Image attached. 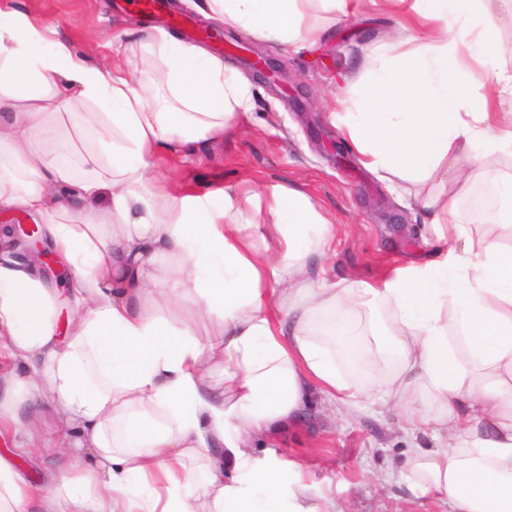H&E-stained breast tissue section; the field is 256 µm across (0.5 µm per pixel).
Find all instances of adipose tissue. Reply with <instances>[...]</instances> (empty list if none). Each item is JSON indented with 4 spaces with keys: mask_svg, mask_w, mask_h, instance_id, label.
Masks as SVG:
<instances>
[{
    "mask_svg": "<svg viewBox=\"0 0 512 512\" xmlns=\"http://www.w3.org/2000/svg\"><path fill=\"white\" fill-rule=\"evenodd\" d=\"M404 15L371 45L357 109L338 115L362 164L392 186L483 180L498 187L479 237L455 202L417 196L434 235L430 259L368 282L313 278L334 238L304 194L274 185L158 193V151L193 150L232 131L250 86L222 59L154 27L145 46L167 66V97L147 103L134 72L75 55L24 13L0 7V209L37 215L78 271L71 339L59 344L53 291L37 271L0 263V336L24 371L0 389V429L19 405L55 397L80 435L60 469L32 481L24 447L0 450V512H282L290 461L255 463L253 442L297 426L313 396L392 404L410 436L429 435L401 472L414 495L448 512H512V113L476 97L464 74L511 52L507 17L487 0H385ZM209 17L282 45L318 44L303 0H206ZM98 102L85 130L111 154L90 179L68 144L40 125L41 104ZM107 195L112 233L64 223L74 199ZM214 328L200 335L207 319ZM377 354L374 387L345 370L358 337ZM224 362V387L207 364ZM248 483L252 496H243Z\"/></svg>",
    "mask_w": 512,
    "mask_h": 512,
    "instance_id": "1",
    "label": "adipose tissue"
}]
</instances>
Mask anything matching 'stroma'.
<instances>
[{"mask_svg": "<svg viewBox=\"0 0 512 512\" xmlns=\"http://www.w3.org/2000/svg\"><path fill=\"white\" fill-rule=\"evenodd\" d=\"M188 14L187 25L177 35L216 50L230 37L253 42L239 26L206 20L198 6L202 0H173ZM46 32L68 42L72 50L93 65L120 57L145 65L143 93L154 99L166 91L157 75L164 64L157 52L143 48L139 32L149 25L137 16L128 0H10ZM307 21L328 28V37L302 50L265 43L268 57L284 63L308 96L318 123L306 125L277 87L265 84L249 67L245 55L224 53L225 63L252 85L253 108L239 117L233 135L217 142H200L189 155L153 154L152 167L170 171L166 189L216 191L227 185L242 192H261L274 185L297 190L309 197L334 224L336 240L325 260L328 272L373 281L410 261L421 260L428 249L418 233L422 218L416 209L401 204L378 174L364 167L357 152L347 166H337L319 147L321 140L338 138L331 119L339 103L351 99L365 47L382 41L397 27L396 16L380 6L365 4L355 22L331 26L330 15L319 4L304 10ZM96 104L71 108L46 104L43 120L55 124L75 145L74 174L89 178L104 171L109 160L100 146L87 141L80 125ZM57 403L47 398L21 410L11 433L18 440L34 435L32 452L46 469L58 466L55 441L63 430ZM428 437L409 438L398 412L379 402L366 401L352 411L320 405L306 422L259 444V457L296 461L308 486L306 501L321 512H448V506L431 497L416 498L399 478V468L416 446Z\"/></svg>", "mask_w": 512, "mask_h": 512, "instance_id": "1", "label": "stroma"}]
</instances>
